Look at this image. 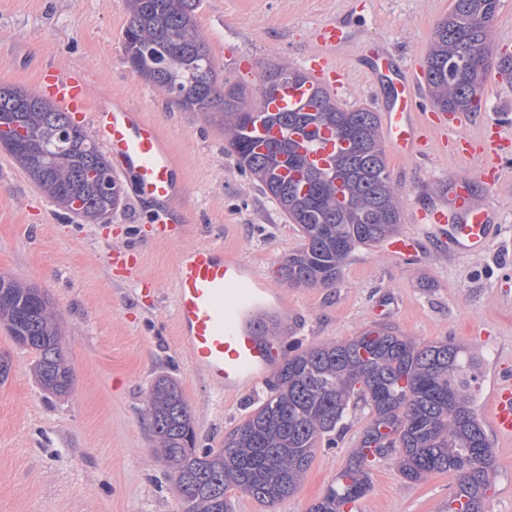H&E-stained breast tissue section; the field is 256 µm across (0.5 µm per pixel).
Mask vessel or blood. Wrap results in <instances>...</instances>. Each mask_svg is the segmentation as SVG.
Returning <instances> with one entry per match:
<instances>
[{"instance_id": "vessel-or-blood-1", "label": "vessel or blood", "mask_w": 512, "mask_h": 512, "mask_svg": "<svg viewBox=\"0 0 512 512\" xmlns=\"http://www.w3.org/2000/svg\"><path fill=\"white\" fill-rule=\"evenodd\" d=\"M317 38L326 51L309 59L308 71L314 83L340 90L344 75L331 51L346 42V30L342 23L332 22L319 29ZM375 59L378 72L388 75L394 85L392 101L380 114L391 154L399 158L425 156L432 135L444 129L450 150L466 156L475 168L474 177L494 187L500 174L493 159L502 142L512 138V129L496 123L474 141L458 134L469 122V113L432 112L425 119H417L416 69L393 68L380 51ZM38 81L59 109L90 117L107 154L132 174L140 198L167 202L178 197L174 157L159 129L143 112L117 105L90 109L88 83L73 67L45 65L38 72ZM307 101V87H290L274 98L262 99L260 109L278 112L301 107ZM470 180L452 179L447 205L416 211L410 220L432 225L439 240L453 244L458 253L477 255L488 249L497 227L492 210L474 202ZM385 248L401 261L420 253L418 240L407 234L389 239ZM246 277L240 263L209 245L192 249L174 271L176 320L190 360L205 371L212 385L225 391H236L255 381L281 355L280 340L263 331L274 311L246 287ZM488 416L497 436L512 438L511 380L496 387Z\"/></svg>"}]
</instances>
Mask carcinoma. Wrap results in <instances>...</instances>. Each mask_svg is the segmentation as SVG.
I'll return each instance as SVG.
<instances>
[{
  "instance_id": "cac0c4a2",
  "label": "carcinoma",
  "mask_w": 512,
  "mask_h": 512,
  "mask_svg": "<svg viewBox=\"0 0 512 512\" xmlns=\"http://www.w3.org/2000/svg\"><path fill=\"white\" fill-rule=\"evenodd\" d=\"M198 0H129L124 31L127 60L139 76L189 110L208 112L224 125L225 149L250 173L291 223L303 246L281 263L279 274L293 286L334 288L341 268L361 246L397 232L400 202L391 185L377 113L341 108L315 89L306 106L258 112L255 92L242 84L217 88L214 60L194 21ZM501 0H453L433 31L425 57L433 105L444 112H472L493 66L512 70V56L496 57L491 22ZM288 84L307 75L280 63ZM33 101L28 123L40 134L35 156L15 154L30 179L68 213L106 222L123 201L112 176L102 193L80 176L89 165L111 167L88 132L44 97ZM288 117V131L259 144L258 127ZM347 134L328 168L310 166L299 151L300 136L313 143L321 128ZM0 322L37 355L34 373L43 391L63 396L74 374L61 345L58 316L39 288L0 276ZM477 357L448 340L418 342L374 326L340 343L316 344L289 355L268 380L267 398L225 438L224 447H195L193 414L178 384L158 379L146 395L152 433L179 496L183 512H230L228 492L237 490L272 507L293 496L323 443L350 423L351 410L368 418L346 466L309 512H346L369 488L368 467L391 458L401 476L421 482L448 475L452 492L446 512H484L495 482L492 448L474 408Z\"/></svg>"
}]
</instances>
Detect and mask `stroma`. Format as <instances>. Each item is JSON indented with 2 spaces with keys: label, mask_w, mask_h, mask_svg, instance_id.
<instances>
[{
  "label": "stroma",
  "mask_w": 512,
  "mask_h": 512,
  "mask_svg": "<svg viewBox=\"0 0 512 512\" xmlns=\"http://www.w3.org/2000/svg\"><path fill=\"white\" fill-rule=\"evenodd\" d=\"M200 0L197 28L214 59L218 82L256 88L271 62L303 68L321 53L319 28L344 21L348 42L334 52L348 75L346 109L381 112L390 80L371 72V50L384 46L393 64L424 60L434 28L452 0ZM127 0H0V85L39 91L38 71L58 63L83 71L90 104L114 100L145 113L168 139L184 192L170 209L186 220L169 241L152 237L161 204L138 198L122 175L123 204L109 223L89 222L59 208L13 157L0 148V274L40 288L59 315L63 349L74 369L69 395L44 393L34 356L0 326V512H182L169 470L155 451L145 397L155 380L177 382L194 416L196 445L219 448L268 390L257 381L236 392L214 388L192 366L175 320L173 269L179 256L213 245L255 277L275 312L272 335L299 348L345 341L387 326L417 341L449 339L479 359L474 407L486 419L493 390L512 372V152L502 179L476 196L498 213V231L482 255L435 244L412 224V211L433 208L452 177L473 172L462 156L433 149L424 158L387 156L401 200V233L418 236L412 262L382 245L357 248L333 288L295 287L277 269L301 244L261 185L224 149L222 127L184 109L130 69L122 35ZM512 121V86H485L480 111L463 130L482 137L488 122ZM139 253L130 275H114L115 250ZM155 291L141 293V279ZM366 423L357 411L337 447L317 448L298 492L273 507L230 492L232 512H308L335 482ZM495 486L485 512H512V439L491 436ZM359 512H444L450 484L434 474L407 482L393 460L375 463Z\"/></svg>",
  "instance_id": "1"
}]
</instances>
